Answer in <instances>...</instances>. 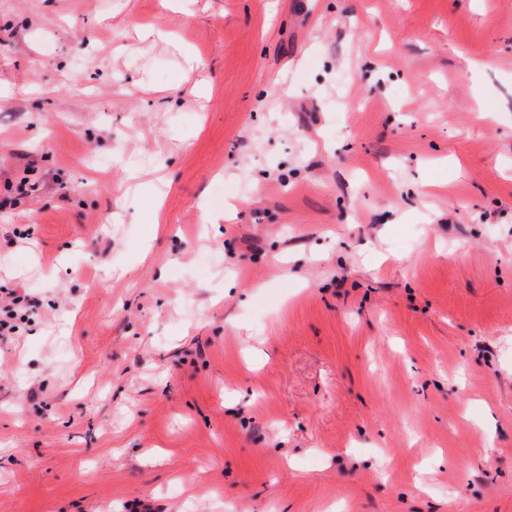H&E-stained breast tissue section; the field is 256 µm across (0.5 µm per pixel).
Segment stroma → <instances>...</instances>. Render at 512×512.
I'll list each match as a JSON object with an SVG mask.
<instances>
[{"mask_svg":"<svg viewBox=\"0 0 512 512\" xmlns=\"http://www.w3.org/2000/svg\"><path fill=\"white\" fill-rule=\"evenodd\" d=\"M0 285V512H512V0H0ZM27 297L15 288L0 287V342L10 336H20L18 321L24 320L29 304Z\"/></svg>","mask_w":512,"mask_h":512,"instance_id":"1","label":"stroma"}]
</instances>
